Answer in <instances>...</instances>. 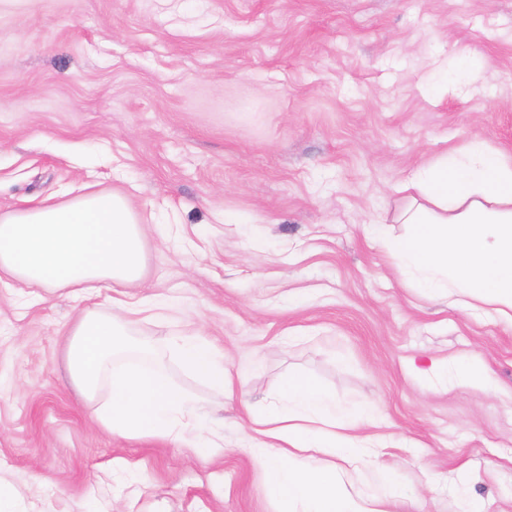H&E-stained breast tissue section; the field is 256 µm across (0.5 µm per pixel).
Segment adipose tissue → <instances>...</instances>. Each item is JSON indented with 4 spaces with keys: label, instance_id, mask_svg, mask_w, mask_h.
I'll list each match as a JSON object with an SVG mask.
<instances>
[{
    "label": "adipose tissue",
    "instance_id": "1",
    "mask_svg": "<svg viewBox=\"0 0 512 512\" xmlns=\"http://www.w3.org/2000/svg\"><path fill=\"white\" fill-rule=\"evenodd\" d=\"M398 190L422 196L400 215L404 234L387 244L400 268L416 272L419 287L450 306L512 325V156L475 139L462 156L412 169ZM144 242L133 207L117 192L8 211L0 214V284L69 288L86 298L119 295L143 279ZM126 334L113 314L95 307L70 333L69 376L85 399L99 401L103 428L223 453L207 408L164 369L144 365L151 347ZM170 343L187 369L210 379L226 398L243 388V374L226 368L209 341L183 334ZM416 374L499 392L477 357L456 367L435 361ZM242 408L252 463L281 512H394L398 488L379 461L385 438L365 431L368 405L342 408L311 378L292 374L267 408L247 402ZM368 471L378 473L379 490H354Z\"/></svg>",
    "mask_w": 512,
    "mask_h": 512
}]
</instances>
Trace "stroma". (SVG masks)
<instances>
[{"label":"stroma","instance_id":"35a3bbf8","mask_svg":"<svg viewBox=\"0 0 512 512\" xmlns=\"http://www.w3.org/2000/svg\"><path fill=\"white\" fill-rule=\"evenodd\" d=\"M479 138L512 155V0H0V213L125 195L146 227L132 323L213 409L225 452L104 431L66 368L88 300L0 284V478L13 512H279L242 400L166 345L197 334L256 409L310 376L372 401L397 512H512V327L413 285L399 182ZM473 356L501 397L411 363Z\"/></svg>","mask_w":512,"mask_h":512}]
</instances>
